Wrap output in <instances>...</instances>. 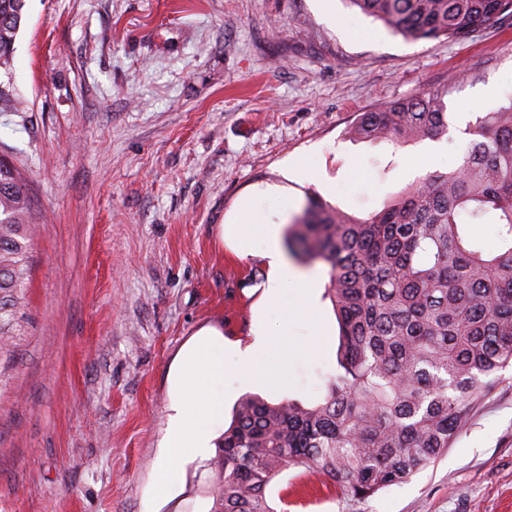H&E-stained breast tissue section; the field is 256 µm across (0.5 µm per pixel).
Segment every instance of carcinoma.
I'll return each instance as SVG.
<instances>
[{"instance_id": "obj_1", "label": "carcinoma", "mask_w": 512, "mask_h": 512, "mask_svg": "<svg viewBox=\"0 0 512 512\" xmlns=\"http://www.w3.org/2000/svg\"><path fill=\"white\" fill-rule=\"evenodd\" d=\"M26 0H0V67L14 52ZM414 41L468 38L512 0H349ZM422 90L357 115L347 135L403 146L448 132L445 98ZM0 81V112H20ZM459 165L410 184L364 217L311 196L289 250L329 267L340 335L336 374L311 406L245 396L224 430L211 512H275L272 481L318 473L365 500L404 484L456 441L499 373L512 366V103L485 112ZM498 225L487 251L472 224ZM23 174L0 158V336H15L35 237Z\"/></svg>"}]
</instances>
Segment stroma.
<instances>
[{
    "instance_id": "obj_1",
    "label": "stroma",
    "mask_w": 512,
    "mask_h": 512,
    "mask_svg": "<svg viewBox=\"0 0 512 512\" xmlns=\"http://www.w3.org/2000/svg\"><path fill=\"white\" fill-rule=\"evenodd\" d=\"M467 78L447 97L442 163L428 141L394 147L345 131L380 103ZM21 113L0 112V157L27 177L42 218L21 329L0 336V512H209L206 462L153 477L171 367L202 327L247 346L257 322L288 330L244 395L315 403L336 371L328 298L292 317L306 291L269 305L255 238L224 239L241 203L287 193L291 227L322 182L359 216L453 169L483 113L512 104V17L463 41H411L347 0H26L12 60ZM316 163L321 183L298 178ZM288 512H512V369L452 448L409 482L364 501L324 477L285 471Z\"/></svg>"
}]
</instances>
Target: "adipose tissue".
I'll return each mask as SVG.
<instances>
[{"label": "adipose tissue", "instance_id": "ef3b65f1", "mask_svg": "<svg viewBox=\"0 0 512 512\" xmlns=\"http://www.w3.org/2000/svg\"><path fill=\"white\" fill-rule=\"evenodd\" d=\"M279 230V225H264L262 241V253L271 267L269 295L276 302L284 298L289 286L301 284L313 289L318 284L316 274L298 270L281 255ZM267 336V331H259L253 344L242 350L225 345L223 334L207 328L181 352L156 472L158 487H166L181 461L210 457L215 428L224 413V359L236 358L246 368L261 365L267 356Z\"/></svg>", "mask_w": 512, "mask_h": 512}]
</instances>
